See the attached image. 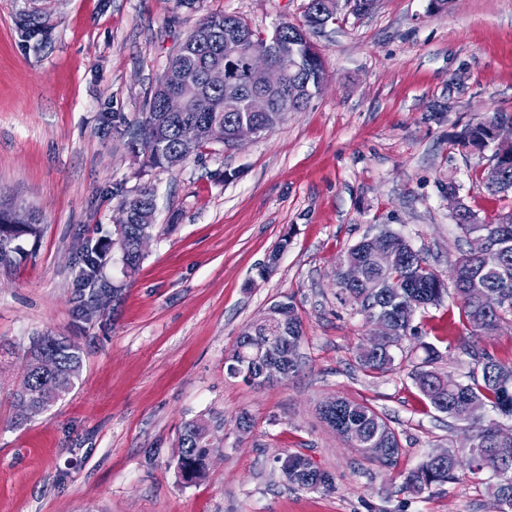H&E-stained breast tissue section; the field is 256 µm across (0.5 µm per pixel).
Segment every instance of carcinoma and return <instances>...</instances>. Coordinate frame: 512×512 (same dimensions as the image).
I'll return each instance as SVG.
<instances>
[{"label":"carcinoma","instance_id":"1","mask_svg":"<svg viewBox=\"0 0 512 512\" xmlns=\"http://www.w3.org/2000/svg\"><path fill=\"white\" fill-rule=\"evenodd\" d=\"M323 20L316 10L306 8L304 25L285 24L288 29L286 50L288 56L303 60V66L290 71L289 80L307 84L313 94L322 90L324 64L317 50L306 46L304 28L317 29ZM236 28L242 36V51L263 46L266 39L255 35L241 18L230 15H210L204 18L178 51L169 57L167 65L178 75L175 85L181 86L183 74L199 80L206 67L216 58H224V26ZM20 31L34 50H39L41 36L46 31L42 13L34 11L20 20ZM234 76L239 83L240 96L228 103L222 89L200 88L192 99L187 112L162 111L163 93L151 92L138 121L139 137L132 147L141 150L146 163L154 167L172 168L187 159L179 141V129L185 123H194L202 130L198 145L224 143V136L231 126L240 121H252L262 130L274 127L263 114L249 112L245 108L247 89L241 69ZM501 120H512V113L495 112L471 124L464 133L466 144L478 149H491V160L497 168L498 183L485 179L486 190L492 195H512V145H496L491 140V129ZM153 203L151 189L144 185L134 193L122 197L119 212L125 215L121 248L129 270H136L141 255L137 239L154 233L156 225L141 222V213ZM465 239L475 235L486 237L489 246L482 254L465 250L457 260L448 279H443L428 264L427 257L415 250L405 239L392 233L391 247L396 252L395 263L383 270L370 262L369 244L360 240L347 249L344 257L359 263L364 270L363 279L355 286L342 288L345 298L356 305L364 317L373 314L386 316L395 329V338L401 342L418 335L414 325L417 314L429 307L442 306L453 290V298L462 317V323L471 332L481 336H493L503 326H512V222L505 224L502 217L483 222L468 206L453 215ZM40 224L32 211L22 210L12 204H0V266L8 267L17 259L29 254L25 248L28 240L40 236ZM108 260L104 248L88 249L84 263L89 273L95 274ZM477 279L487 291L497 295L500 302L496 309L487 311L480 299L466 288L467 282ZM280 311L274 320L254 332V339L246 345L236 341L235 347L225 357L227 365H235L249 375V383L260 386V369L268 360L276 357L277 349H300L303 329L291 300L279 302ZM272 341L273 349L263 346ZM424 356L413 366L410 377L430 406L449 417L466 423L472 433L475 455L491 453L498 456L501 472L484 480L487 494L500 499L506 512H512V430L506 432L502 424L487 417L492 410L502 416L512 417V358H501L486 349L463 345L464 354L474 361L476 369L469 380L460 381L437 370L438 349L430 343H421ZM395 360V350L386 348V341L375 343L370 350L358 354L361 368L371 376L386 372ZM83 368L80 348L67 336H39L29 348L23 368L22 385L31 387L27 394L19 389L14 393L15 403L30 402L34 411L43 413L66 397L79 382ZM336 419L346 428L348 440L357 448L368 445L377 435L391 441L389 455L382 460L386 466L396 464L400 454L398 434L370 405L345 398L336 399ZM224 427V419L218 413H207L184 422L179 436L182 453L176 459V468L186 481L203 478L208 461L214 452L211 434ZM310 457L303 453L288 455V465L282 473L288 484L298 490L329 491L333 488L332 476L315 468L308 469ZM477 478L483 475L478 467L467 468L452 449L433 452L405 477V488L411 492H423L434 486L454 481L459 475Z\"/></svg>","mask_w":512,"mask_h":512}]
</instances>
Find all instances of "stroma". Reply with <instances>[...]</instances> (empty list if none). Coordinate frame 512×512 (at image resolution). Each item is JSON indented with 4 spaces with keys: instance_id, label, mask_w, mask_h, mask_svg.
I'll list each match as a JSON object with an SVG mask.
<instances>
[{
    "instance_id": "1",
    "label": "stroma",
    "mask_w": 512,
    "mask_h": 512,
    "mask_svg": "<svg viewBox=\"0 0 512 512\" xmlns=\"http://www.w3.org/2000/svg\"><path fill=\"white\" fill-rule=\"evenodd\" d=\"M306 3L0 0V200L32 207L42 225L31 255L0 267V512H491L478 480L405 489L428 453H464L469 435L420 394L408 357L436 343L439 369L463 381L474 364L460 345L510 356L512 326L474 338L446 299L417 316L403 358L373 378L358 362L370 325L336 272L350 246L391 232L447 275L465 247L449 185L482 219L512 208L484 187L489 152L462 144L478 117L512 113V0H375L362 15L340 0L334 21L309 33L325 83L304 110L169 169L129 145L169 56L201 20L237 16L267 38L302 24ZM32 10L49 23L37 51L17 25ZM144 184L160 231L132 273L117 205ZM101 244L109 260L97 283L118 294L84 320L74 312L81 249ZM287 298L304 329L297 372L264 386L227 377L239 333ZM47 333L80 346L82 375L19 425L23 355ZM334 397L388 417L395 466L323 423L319 406ZM209 411L224 417V446L207 478L187 483L174 468L179 431ZM244 411L253 425L242 434ZM297 452L333 476L332 490L288 487L281 462Z\"/></svg>"
}]
</instances>
